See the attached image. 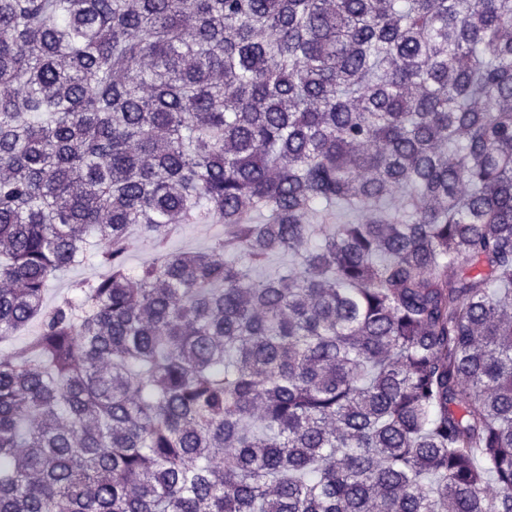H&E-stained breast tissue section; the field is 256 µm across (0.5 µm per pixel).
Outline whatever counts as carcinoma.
I'll return each instance as SVG.
<instances>
[{
	"label": "carcinoma",
	"mask_w": 512,
	"mask_h": 512,
	"mask_svg": "<svg viewBox=\"0 0 512 512\" xmlns=\"http://www.w3.org/2000/svg\"><path fill=\"white\" fill-rule=\"evenodd\" d=\"M33 322L0 512H512V0H0ZM221 226H202L201 224H186L181 234L177 236L170 244L171 249L198 250L205 248L211 234L221 230ZM100 272V269L87 261L75 266L70 269L64 277L51 284L46 294V302L48 304H52L60 295L65 294L70 281L75 279L91 278L98 275Z\"/></svg>",
	"instance_id": "carcinoma-1"
}]
</instances>
